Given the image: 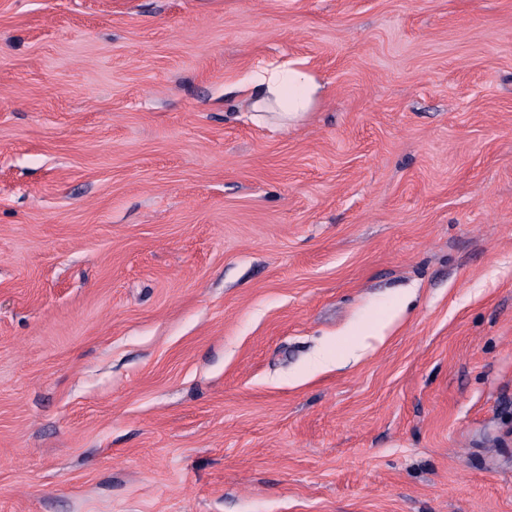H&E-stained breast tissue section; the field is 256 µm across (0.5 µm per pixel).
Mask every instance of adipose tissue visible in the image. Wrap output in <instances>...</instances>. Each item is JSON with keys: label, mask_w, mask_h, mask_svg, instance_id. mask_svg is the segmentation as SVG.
Segmentation results:
<instances>
[{"label": "adipose tissue", "mask_w": 512, "mask_h": 512, "mask_svg": "<svg viewBox=\"0 0 512 512\" xmlns=\"http://www.w3.org/2000/svg\"><path fill=\"white\" fill-rule=\"evenodd\" d=\"M245 90L253 110L273 115L277 128L284 130L322 97L324 86L310 70L291 65L264 70Z\"/></svg>", "instance_id": "adipose-tissue-1"}]
</instances>
